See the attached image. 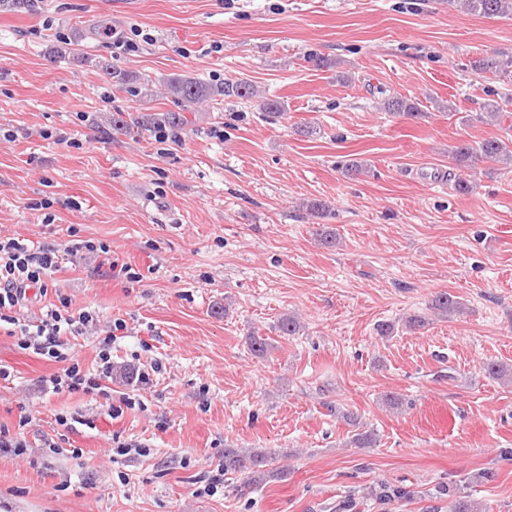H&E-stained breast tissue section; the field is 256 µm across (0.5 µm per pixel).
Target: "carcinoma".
<instances>
[{"label":"carcinoma","mask_w":512,"mask_h":512,"mask_svg":"<svg viewBox=\"0 0 512 512\" xmlns=\"http://www.w3.org/2000/svg\"><path fill=\"white\" fill-rule=\"evenodd\" d=\"M452 4L464 9L471 15L486 18L511 17L512 0H452ZM475 70L492 75L498 79L512 76V57L503 58L498 55L483 57L473 62ZM167 94L186 104H193L207 98L224 96L242 100L257 99L261 111L269 115H279L287 110L285 103L268 97L257 98L255 87L243 80H226L222 85L204 84L190 77H171L165 83ZM379 107L392 115L406 117L410 120L426 117V113L410 99L389 96L379 103ZM502 116V108L496 99L485 100L476 119L484 121L488 117L498 121ZM459 166L467 170L479 162L512 164V142L497 137L485 138L476 144L463 142L452 149ZM430 310L438 318H446L452 314L464 312V305L456 296L448 292H440L431 302ZM354 427L350 443L356 448H371L376 444L375 434L370 430L360 429V422L354 416L348 417ZM271 458L263 453L242 454L234 448L224 449V470H248L254 483H261L268 477L283 474V471L270 467ZM448 496L452 497V512H476V503L469 496L461 494L460 488L448 485Z\"/></svg>","instance_id":"1"}]
</instances>
